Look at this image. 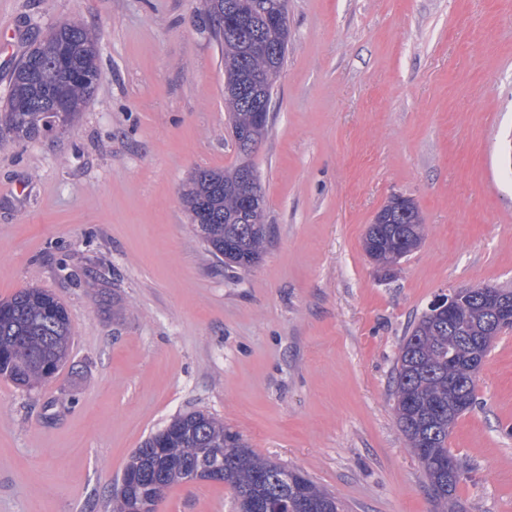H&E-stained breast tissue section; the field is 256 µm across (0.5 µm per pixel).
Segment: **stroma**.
<instances>
[{"label":"stroma","instance_id":"35a3bbf8","mask_svg":"<svg viewBox=\"0 0 512 512\" xmlns=\"http://www.w3.org/2000/svg\"><path fill=\"white\" fill-rule=\"evenodd\" d=\"M96 30L71 125L0 145V300L55 293L67 362L0 379V512H112L143 441L208 413L345 512H433L394 411L411 321L442 291L512 290V0H288V51L251 156L269 242L225 271L182 201L240 160L224 47L201 0H0V103L41 35ZM395 194L420 246L382 279L362 241ZM448 450L464 512H512V328L492 342ZM159 512H237L174 485Z\"/></svg>","mask_w":512,"mask_h":512}]
</instances>
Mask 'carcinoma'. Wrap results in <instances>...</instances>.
I'll return each mask as SVG.
<instances>
[{"mask_svg": "<svg viewBox=\"0 0 512 512\" xmlns=\"http://www.w3.org/2000/svg\"><path fill=\"white\" fill-rule=\"evenodd\" d=\"M224 20L217 34L224 36V105L234 139L241 144L242 161L229 171L196 170L183 193L195 235L224 266L247 271L256 266L266 249L264 211L244 214L241 201L248 193L262 192L260 182L241 176L248 157L268 128L255 129L251 113L261 99L272 95L266 81L270 71L280 72L288 51L287 0H222ZM98 35L82 23L59 24L46 43L33 47L13 71L11 93L0 110V142L9 138L27 142L48 131L45 113L58 97L66 112L56 115L65 126L95 89L99 71ZM407 240L424 236L418 209L407 212L396 203L382 210L368 225L363 240L376 261H394L387 239L394 229ZM486 314L469 299L458 307L453 325L421 315L415 319L399 350L395 366V415L400 432L418 457L431 482L435 512H459L455 493L461 471L448 451V410L464 399L473 406L475 378L470 375L471 355L488 354L492 336ZM72 328L65 305L53 294L27 288L0 301V377L17 386L33 388L49 368L57 369L67 356ZM224 449L238 495L261 499L270 493V479L283 465L257 457L241 436L224 422L201 411L174 418L150 435L131 456L126 470L135 481L133 497L150 496L155 473H190L210 465L199 449ZM295 495L308 496L340 512L334 496L318 488L306 475L294 478Z\"/></svg>", "mask_w": 512, "mask_h": 512, "instance_id": "obj_1", "label": "carcinoma"}]
</instances>
